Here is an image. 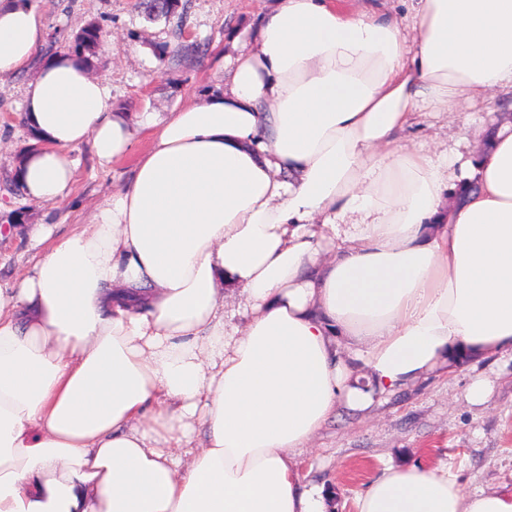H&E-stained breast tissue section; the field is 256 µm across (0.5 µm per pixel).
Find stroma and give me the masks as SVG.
<instances>
[{
	"instance_id": "obj_1",
	"label": "stroma",
	"mask_w": 512,
	"mask_h": 512,
	"mask_svg": "<svg viewBox=\"0 0 512 512\" xmlns=\"http://www.w3.org/2000/svg\"><path fill=\"white\" fill-rule=\"evenodd\" d=\"M49 36L38 57L62 52L90 23L104 39L87 63L108 83L112 106L124 112H170L223 88L221 65L231 39L256 29L274 0H180L173 18L148 20L140 0H31ZM38 74L30 68L0 80V283L8 285L33 264L30 226L56 223L59 232L82 228L96 202L118 192L148 148L140 133L132 154L100 167L88 145L72 149L76 177L71 198L49 208L15 188L14 168L32 143L23 97ZM491 383L484 403L469 386ZM303 487L333 496L334 512H356V499L385 468L423 466L447 473L470 492L512 489V355H495L453 371L437 369L376 399L364 410L339 406L295 458Z\"/></svg>"
}]
</instances>
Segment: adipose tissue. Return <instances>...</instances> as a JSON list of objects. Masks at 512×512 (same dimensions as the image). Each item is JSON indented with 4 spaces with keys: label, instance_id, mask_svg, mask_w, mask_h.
<instances>
[{
    "label": "adipose tissue",
    "instance_id": "ef3b65f1",
    "mask_svg": "<svg viewBox=\"0 0 512 512\" xmlns=\"http://www.w3.org/2000/svg\"><path fill=\"white\" fill-rule=\"evenodd\" d=\"M417 3L406 30L276 0L223 90L163 115L113 111L72 56L42 63L28 201L70 198L78 145L102 166L135 129L150 146L88 227H34L42 252L0 287V512H330L294 457L339 405L512 352V123L466 118L435 152L399 139L512 90V0ZM46 38L31 0H0V78ZM356 512H512V491L389 468Z\"/></svg>",
    "mask_w": 512,
    "mask_h": 512
}]
</instances>
